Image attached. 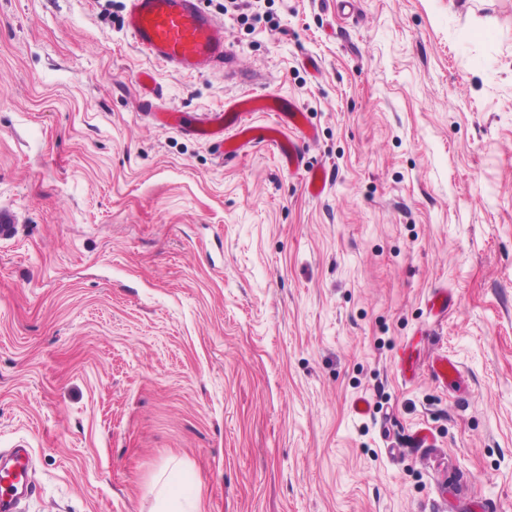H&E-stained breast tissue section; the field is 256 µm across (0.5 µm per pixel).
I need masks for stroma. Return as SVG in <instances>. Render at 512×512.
Listing matches in <instances>:
<instances>
[{"instance_id": "1", "label": "stroma", "mask_w": 512, "mask_h": 512, "mask_svg": "<svg viewBox=\"0 0 512 512\" xmlns=\"http://www.w3.org/2000/svg\"><path fill=\"white\" fill-rule=\"evenodd\" d=\"M125 6L0 0L21 512H153L162 474L203 512H512V0H203L237 63L159 69L166 105L294 99L318 198L271 147L225 162L140 111Z\"/></svg>"}]
</instances>
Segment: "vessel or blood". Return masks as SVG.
Here are the masks:
<instances>
[{
    "instance_id": "obj_1",
    "label": "vessel or blood",
    "mask_w": 512,
    "mask_h": 512,
    "mask_svg": "<svg viewBox=\"0 0 512 512\" xmlns=\"http://www.w3.org/2000/svg\"><path fill=\"white\" fill-rule=\"evenodd\" d=\"M123 25L148 59L170 71L193 75L223 66L228 58L224 27L202 8L201 0H126ZM136 81L142 110L152 111L161 96L155 72L141 71ZM255 112L273 113L276 121L265 126L254 124L250 116ZM160 119L211 142L227 159L253 146L270 145L290 171L301 164V142L316 135L296 102L277 94L233 100L210 123L175 111L161 113ZM31 468V451L24 445L13 448L9 461H0V512H19L22 498L33 493Z\"/></svg>"
}]
</instances>
